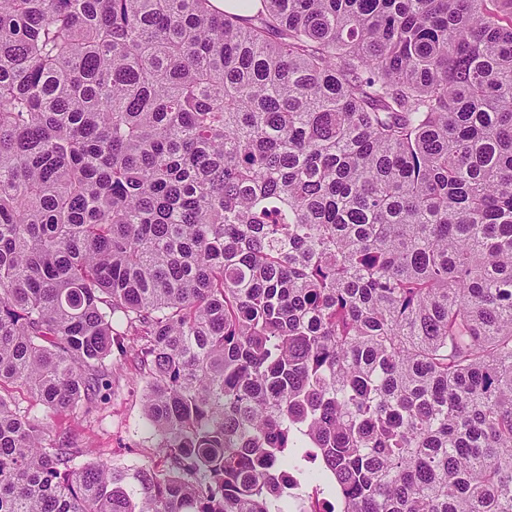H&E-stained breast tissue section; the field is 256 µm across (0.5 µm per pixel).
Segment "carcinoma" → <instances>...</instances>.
Returning a JSON list of instances; mask_svg holds the SVG:
<instances>
[{"instance_id":"carcinoma-1","label":"carcinoma","mask_w":512,"mask_h":512,"mask_svg":"<svg viewBox=\"0 0 512 512\" xmlns=\"http://www.w3.org/2000/svg\"><path fill=\"white\" fill-rule=\"evenodd\" d=\"M262 2L0 0V512H512V0ZM123 380L122 387L111 400L89 416L82 412L42 413L43 424L50 436H72L78 448L101 450L117 462L127 465L150 464L154 458L156 435L143 414L142 384L131 359H115Z\"/></svg>"}]
</instances>
